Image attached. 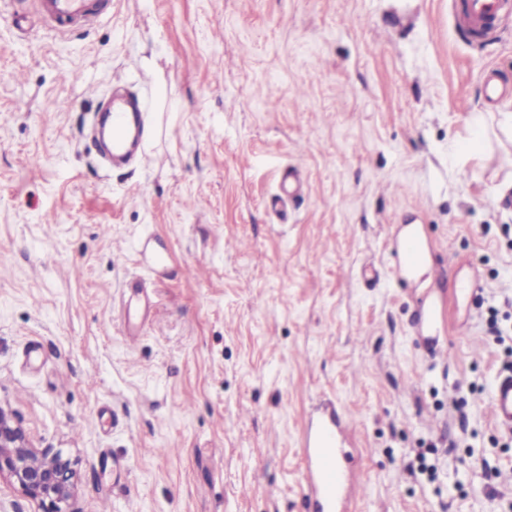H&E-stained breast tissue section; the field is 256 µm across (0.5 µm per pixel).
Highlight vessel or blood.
<instances>
[{
	"label": "vessel or blood",
	"mask_w": 512,
	"mask_h": 512,
	"mask_svg": "<svg viewBox=\"0 0 512 512\" xmlns=\"http://www.w3.org/2000/svg\"><path fill=\"white\" fill-rule=\"evenodd\" d=\"M39 13L53 29L95 20L99 12L94 0H36ZM512 10V0H457V23L473 37L482 38L497 26L502 13ZM112 130V157H127L134 145L129 134L140 127L135 103L114 105L107 115ZM397 271L413 274L422 264L424 244L418 231L404 232L397 243ZM488 407L493 420L512 428V369L493 380ZM304 461L303 498L308 512H348L356 498L355 487L343 466L345 436L341 420L333 406L324 405L308 417L301 437Z\"/></svg>",
	"instance_id": "1"
}]
</instances>
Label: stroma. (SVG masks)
<instances>
[{
	"instance_id": "obj_1",
	"label": "stroma",
	"mask_w": 512,
	"mask_h": 512,
	"mask_svg": "<svg viewBox=\"0 0 512 512\" xmlns=\"http://www.w3.org/2000/svg\"><path fill=\"white\" fill-rule=\"evenodd\" d=\"M30 7L0 9V405L77 458L79 512H307L322 400L349 512H512L487 410L512 368V14L482 43L452 0H111L64 33ZM117 88L144 156L109 167ZM411 224L431 269L402 278Z\"/></svg>"
}]
</instances>
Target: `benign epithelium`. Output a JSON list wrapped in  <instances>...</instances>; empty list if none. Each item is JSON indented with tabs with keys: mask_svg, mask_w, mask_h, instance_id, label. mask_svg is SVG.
Masks as SVG:
<instances>
[{
	"mask_svg": "<svg viewBox=\"0 0 512 512\" xmlns=\"http://www.w3.org/2000/svg\"><path fill=\"white\" fill-rule=\"evenodd\" d=\"M36 503L40 512H77L76 460L60 450L37 448L15 414L0 406V479Z\"/></svg>",
	"mask_w": 512,
	"mask_h": 512,
	"instance_id": "obj_1",
	"label": "benign epithelium"
}]
</instances>
